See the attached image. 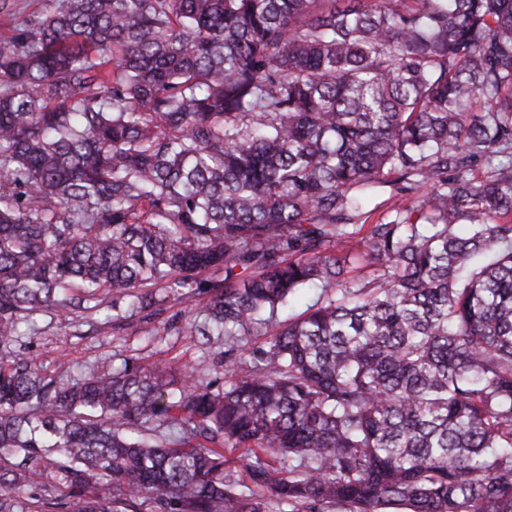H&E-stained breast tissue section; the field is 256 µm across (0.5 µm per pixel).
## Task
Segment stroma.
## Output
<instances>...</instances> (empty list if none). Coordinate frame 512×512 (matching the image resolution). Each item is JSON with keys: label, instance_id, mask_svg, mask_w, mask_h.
Returning a JSON list of instances; mask_svg holds the SVG:
<instances>
[{"label": "stroma", "instance_id": "1", "mask_svg": "<svg viewBox=\"0 0 512 512\" xmlns=\"http://www.w3.org/2000/svg\"><path fill=\"white\" fill-rule=\"evenodd\" d=\"M165 317L171 330L158 336L152 324L137 316L115 332L95 331L86 321L48 315L38 318L37 334L23 335L21 341L28 354L54 375L77 376L105 364L117 367L124 359L135 357L145 366L165 360L175 375L192 366L201 380H223V344L203 345L197 337L186 335L179 307L167 310Z\"/></svg>", "mask_w": 512, "mask_h": 512}]
</instances>
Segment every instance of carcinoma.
Segmentation results:
<instances>
[{
  "label": "carcinoma",
  "mask_w": 512,
  "mask_h": 512,
  "mask_svg": "<svg viewBox=\"0 0 512 512\" xmlns=\"http://www.w3.org/2000/svg\"><path fill=\"white\" fill-rule=\"evenodd\" d=\"M0 17V512L38 476L46 512H512V0ZM192 301L222 387L20 347Z\"/></svg>",
  "instance_id": "1"
}]
</instances>
